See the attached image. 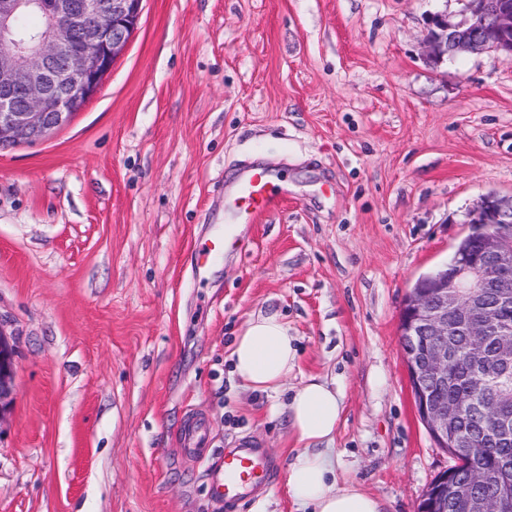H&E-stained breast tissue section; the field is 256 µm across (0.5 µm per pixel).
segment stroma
Here are the masks:
<instances>
[{
  "label": "stroma",
  "mask_w": 512,
  "mask_h": 512,
  "mask_svg": "<svg viewBox=\"0 0 512 512\" xmlns=\"http://www.w3.org/2000/svg\"><path fill=\"white\" fill-rule=\"evenodd\" d=\"M462 0H143L98 92L35 143L0 147V334L15 355L0 419V512H224L213 457L249 436L278 462L237 512H297L284 414L336 384V485L416 512L452 464L411 393L400 311L447 263L482 195L512 194V61L433 65L430 14ZM258 160L285 198L235 227L223 262L194 245ZM279 314L297 338L284 389L231 374L235 337ZM185 449L198 455H203L209 446L210 434L207 424L201 420L187 422L182 430Z\"/></svg>",
  "instance_id": "35a3bbf8"
}]
</instances>
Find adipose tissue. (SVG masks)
Here are the masks:
<instances>
[{
    "mask_svg": "<svg viewBox=\"0 0 512 512\" xmlns=\"http://www.w3.org/2000/svg\"><path fill=\"white\" fill-rule=\"evenodd\" d=\"M296 338L277 314L252 317L236 336L231 351L233 375L255 392H279L297 360ZM287 419L303 449L287 472L289 496L306 512H381L377 499L357 488L336 486L334 460L325 442L340 422L343 404L335 386L310 378L286 406Z\"/></svg>",
    "mask_w": 512,
    "mask_h": 512,
    "instance_id": "obj_1",
    "label": "adipose tissue"
}]
</instances>
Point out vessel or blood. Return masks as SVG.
Here are the masks:
<instances>
[{
	"label": "vessel or blood",
	"mask_w": 512,
	"mask_h": 512,
	"mask_svg": "<svg viewBox=\"0 0 512 512\" xmlns=\"http://www.w3.org/2000/svg\"><path fill=\"white\" fill-rule=\"evenodd\" d=\"M231 191L237 206L235 223H250L277 207L282 189L277 174L263 165L250 164L234 179ZM233 225L225 224L198 245L197 263L206 264L223 256L234 232ZM182 434L185 448L190 452L200 455L209 446L210 434L204 421L187 422ZM220 459L219 469L209 477V494L226 512H235L257 489L270 485L275 479V461L254 440H240L235 447L225 449Z\"/></svg>",
	"instance_id": "b4317fda"
}]
</instances>
